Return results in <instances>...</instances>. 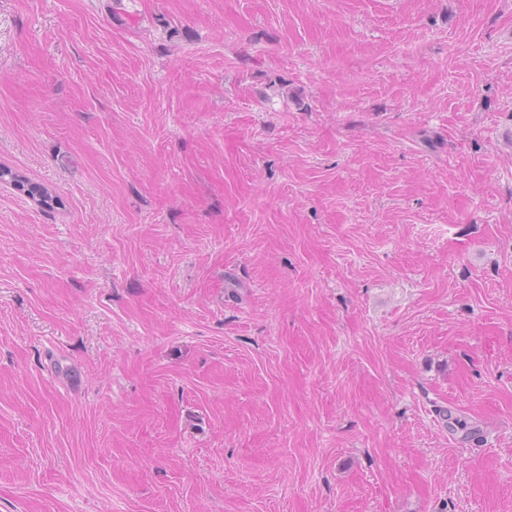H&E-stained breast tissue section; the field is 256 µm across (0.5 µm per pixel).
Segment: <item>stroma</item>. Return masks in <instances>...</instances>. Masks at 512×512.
I'll return each instance as SVG.
<instances>
[{
  "label": "stroma",
  "instance_id": "stroma-1",
  "mask_svg": "<svg viewBox=\"0 0 512 512\" xmlns=\"http://www.w3.org/2000/svg\"><path fill=\"white\" fill-rule=\"evenodd\" d=\"M0 166V512H512V0H0ZM1 180L13 182L15 187L39 201L44 207H52L53 204H56V199L53 198L52 193L47 187L31 183L10 169H1L0 167V181Z\"/></svg>",
  "mask_w": 512,
  "mask_h": 512
}]
</instances>
